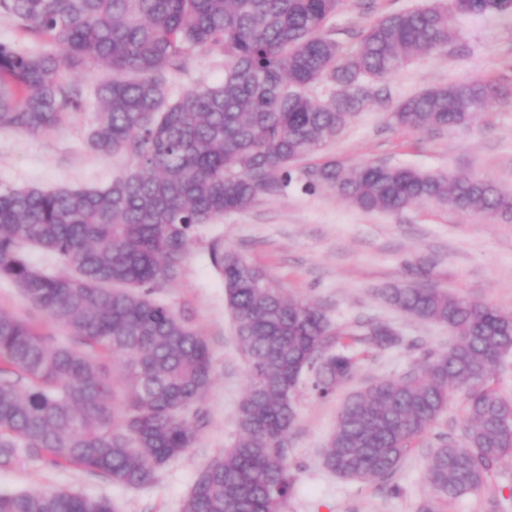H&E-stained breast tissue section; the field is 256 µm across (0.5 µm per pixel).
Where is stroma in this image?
I'll return each instance as SVG.
<instances>
[{
  "label": "stroma",
  "mask_w": 512,
  "mask_h": 512,
  "mask_svg": "<svg viewBox=\"0 0 512 512\" xmlns=\"http://www.w3.org/2000/svg\"><path fill=\"white\" fill-rule=\"evenodd\" d=\"M426 2L346 0L327 29L350 47L378 17ZM108 76L103 67L91 73L66 72V79L84 87L88 96L83 110L70 114L57 130L31 135L0 128V186L102 188L129 167L126 157L103 156L86 144L97 112L91 90L95 81ZM509 76L512 18L497 13L459 18L447 51L416 57L389 78L381 96L316 158L346 166L373 161L451 175L479 172L511 190L512 106L489 103L462 130H413L387 121L397 102L427 88ZM223 80V53L195 51L187 56L183 72L171 77L170 86L177 94L196 82L218 85ZM216 242L262 269L273 287L318 305L333 326L349 329L360 321H383L406 338L422 341L423 350L447 349L452 340L447 327L409 318L381 296L384 288L415 277L421 267H430L441 287L512 312V223L431 203L397 214L364 212L333 189L308 193L291 185L200 226L177 278L154 295L210 346L213 382L200 403L205 423L194 444L159 469L151 485L139 489L124 488L77 467L60 468L22 457L0 469V491L65 489L109 498L117 512H181L198 472L232 443L238 431V404L248 383L224 281L209 258ZM423 350L403 347L377 356L359 355L352 378L328 400L301 388L297 420L288 436L293 489L284 512H418L428 493L430 451L441 438L460 434L465 424L463 391L455 392L447 412L416 440L390 485L337 477L323 467L322 454L344 400L374 380L402 377ZM492 496L505 512H512V463L480 493L454 501L449 512H487Z\"/></svg>",
  "instance_id": "1"
}]
</instances>
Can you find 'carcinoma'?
<instances>
[{"instance_id": "carcinoma-1", "label": "carcinoma", "mask_w": 512, "mask_h": 512, "mask_svg": "<svg viewBox=\"0 0 512 512\" xmlns=\"http://www.w3.org/2000/svg\"><path fill=\"white\" fill-rule=\"evenodd\" d=\"M344 0H0L24 31L62 55L0 42V128L53 130L84 107L64 70L103 66L88 138L131 166L103 189L0 188V278L11 280L45 323L0 308V468L24 455L74 465L128 489L191 447L212 381L205 340L152 298L178 275L194 231L248 208L294 180L328 187L363 211L416 203L478 211L512 222V196L476 173L450 177L405 166L326 161L298 168L336 139L377 87L420 55L443 51L461 16L512 15V0H433L373 21L345 50L326 31ZM194 51L224 53V82L172 98L167 75ZM322 87L326 98L311 95ZM512 105V85L481 79L427 89L398 102L388 122L409 129L470 126L488 100ZM56 254L66 271L33 266L28 248ZM212 265L248 368L239 431L211 460L182 512H283L291 492L288 432L302 377L330 399L358 361L352 334L325 313L268 284L263 271L218 244ZM387 301L456 336L399 379L377 380L342 404L323 454L344 479L388 481L465 389L460 439L433 449L422 512H448L512 461V400L489 385L512 355V314L426 279ZM59 323L68 342L49 325ZM355 340L400 347L390 325L368 322ZM0 512H115L106 498L51 488L0 493Z\"/></svg>"}]
</instances>
